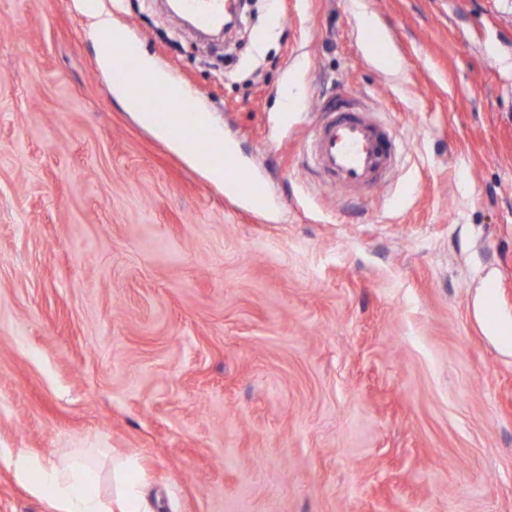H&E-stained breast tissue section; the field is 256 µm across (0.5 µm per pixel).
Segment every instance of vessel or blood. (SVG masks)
<instances>
[{"label": "vessel or blood", "instance_id": "1", "mask_svg": "<svg viewBox=\"0 0 512 512\" xmlns=\"http://www.w3.org/2000/svg\"><path fill=\"white\" fill-rule=\"evenodd\" d=\"M182 12L201 25L223 19L226 0H180ZM114 65L126 74L133 93L145 97L153 87L137 76L135 58L127 45L112 47ZM165 123L181 135L189 149L206 144L205 130L185 133L187 108L182 103L167 104ZM307 155L322 176L327 189L361 192L387 181L397 163L396 146L386 127L373 111L356 108L347 112H326L316 121L305 146Z\"/></svg>", "mask_w": 512, "mask_h": 512}]
</instances>
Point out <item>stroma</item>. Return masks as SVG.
Instances as JSON below:
<instances>
[{
  "label": "stroma",
  "mask_w": 512,
  "mask_h": 512,
  "mask_svg": "<svg viewBox=\"0 0 512 512\" xmlns=\"http://www.w3.org/2000/svg\"><path fill=\"white\" fill-rule=\"evenodd\" d=\"M96 3L268 207L126 110L86 0H0V454L132 456L148 512H512V0H258L215 66ZM345 93L404 141L362 193L301 152ZM0 512L54 510L0 461Z\"/></svg>",
  "instance_id": "obj_1"
}]
</instances>
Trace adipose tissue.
Returning <instances> with one entry per match:
<instances>
[{"label":"adipose tissue","mask_w":512,"mask_h":512,"mask_svg":"<svg viewBox=\"0 0 512 512\" xmlns=\"http://www.w3.org/2000/svg\"><path fill=\"white\" fill-rule=\"evenodd\" d=\"M97 456V450L79 449L60 461L47 463L21 451L11 456L9 463L16 478L47 501L55 512H141L138 486L131 477V461L113 459V493L106 499L94 489L100 476Z\"/></svg>","instance_id":"obj_1"}]
</instances>
